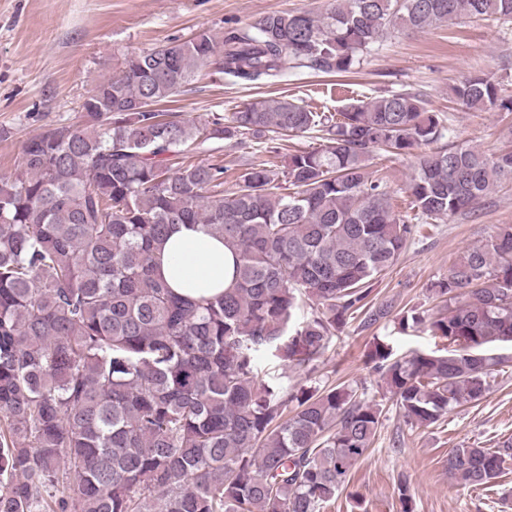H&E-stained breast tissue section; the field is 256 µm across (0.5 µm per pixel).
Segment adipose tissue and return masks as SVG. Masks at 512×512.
<instances>
[{
	"label": "adipose tissue",
	"instance_id": "ef3b65f1",
	"mask_svg": "<svg viewBox=\"0 0 512 512\" xmlns=\"http://www.w3.org/2000/svg\"><path fill=\"white\" fill-rule=\"evenodd\" d=\"M236 258L231 247L202 226H176L161 251L159 272L180 296L199 299L231 287Z\"/></svg>",
	"mask_w": 512,
	"mask_h": 512
}]
</instances>
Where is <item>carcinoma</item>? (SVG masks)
<instances>
[{
	"mask_svg": "<svg viewBox=\"0 0 512 512\" xmlns=\"http://www.w3.org/2000/svg\"><path fill=\"white\" fill-rule=\"evenodd\" d=\"M461 16L512 20V0H328L269 14L222 39L207 31L125 61L82 105V125L29 137L0 174V512H325L375 439L367 387L323 385L318 362L358 315L426 325L452 345L402 358L374 338L367 358L405 421L436 424L489 393L512 359V224L467 247L430 291L437 310L370 304L408 242L512 181V146L451 141L424 95L387 89L338 114L287 98L213 113L205 127L148 111L212 65L235 83L308 68L342 75L383 37ZM469 112H512L492 73L454 90ZM322 133L280 168L224 165L192 145ZM450 139L444 144L442 140ZM430 148L394 209L371 169ZM200 224L236 254L233 287L194 300L158 273L172 228ZM306 374L292 384L288 371ZM512 441L448 454L457 482L487 489Z\"/></svg>",
	"mask_w": 512,
	"mask_h": 512,
	"instance_id": "obj_1",
	"label": "carcinoma"
}]
</instances>
